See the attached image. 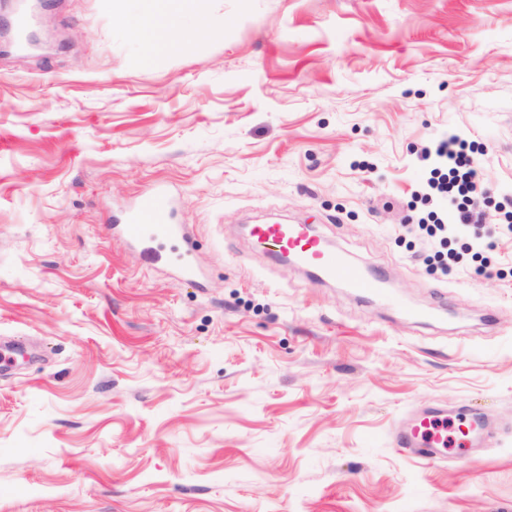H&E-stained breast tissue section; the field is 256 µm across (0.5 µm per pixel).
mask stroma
Returning a JSON list of instances; mask_svg holds the SVG:
<instances>
[{
    "instance_id": "35a3bbf8",
    "label": "stroma",
    "mask_w": 512,
    "mask_h": 512,
    "mask_svg": "<svg viewBox=\"0 0 512 512\" xmlns=\"http://www.w3.org/2000/svg\"><path fill=\"white\" fill-rule=\"evenodd\" d=\"M144 52L102 0H57L0 56V512H502L512 506V237L459 267L407 227L421 152L456 133L512 211V0H198ZM163 185L171 246L105 231ZM309 224L426 324L271 261ZM485 416L483 448L395 447L412 412Z\"/></svg>"
}]
</instances>
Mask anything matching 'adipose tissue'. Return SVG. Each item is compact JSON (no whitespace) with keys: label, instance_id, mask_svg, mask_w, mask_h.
Wrapping results in <instances>:
<instances>
[{"label":"adipose tissue","instance_id":"obj_1","mask_svg":"<svg viewBox=\"0 0 512 512\" xmlns=\"http://www.w3.org/2000/svg\"><path fill=\"white\" fill-rule=\"evenodd\" d=\"M196 0H111L113 13L118 14L131 41L151 51L170 39L175 28L196 15Z\"/></svg>","mask_w":512,"mask_h":512}]
</instances>
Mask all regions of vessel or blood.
Instances as JSON below:
<instances>
[{
	"mask_svg": "<svg viewBox=\"0 0 512 512\" xmlns=\"http://www.w3.org/2000/svg\"><path fill=\"white\" fill-rule=\"evenodd\" d=\"M171 196L165 187H157L143 195L127 212L124 221L114 230L133 246L139 247L159 238L182 240L186 227L171 223ZM249 234L257 245L295 256L308 266L321 281L342 282L360 295H381L380 279L367 275L343 255L329 249L324 241L305 224H253ZM448 415L434 409L409 427L398 428L394 443L400 448L417 449L421 459L434 460L441 448L448 445Z\"/></svg>",
	"mask_w": 512,
	"mask_h": 512,
	"instance_id": "vessel-or-blood-1",
	"label": "vessel or blood"
}]
</instances>
